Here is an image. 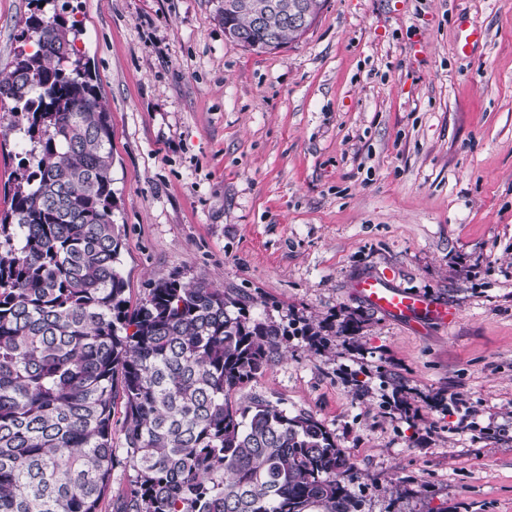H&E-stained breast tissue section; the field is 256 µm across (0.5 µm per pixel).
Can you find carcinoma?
<instances>
[{"label":"carcinoma","instance_id":"carcinoma-1","mask_svg":"<svg viewBox=\"0 0 512 512\" xmlns=\"http://www.w3.org/2000/svg\"><path fill=\"white\" fill-rule=\"evenodd\" d=\"M298 1L315 23L324 0H232L224 32L280 49L306 33L277 10ZM81 33L32 14L35 48L0 69L30 145L0 216V512H100L117 462L134 477L111 512H353L351 465L312 415L233 397L274 361L279 326L204 282L160 279L129 307L111 127Z\"/></svg>","mask_w":512,"mask_h":512}]
</instances>
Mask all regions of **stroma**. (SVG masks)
<instances>
[{
  "label": "stroma",
  "mask_w": 512,
  "mask_h": 512,
  "mask_svg": "<svg viewBox=\"0 0 512 512\" xmlns=\"http://www.w3.org/2000/svg\"><path fill=\"white\" fill-rule=\"evenodd\" d=\"M37 5L0 0V67ZM217 6L68 0L110 114L130 305L204 281L288 328L236 397L318 419L357 512H512V0H326L267 54ZM463 16L485 33L465 54ZM24 149L0 142V212ZM384 269L457 322L367 307L351 284Z\"/></svg>",
  "instance_id": "35a3bbf8"
}]
</instances>
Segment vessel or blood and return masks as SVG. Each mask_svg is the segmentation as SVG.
Instances as JSON below:
<instances>
[{"mask_svg": "<svg viewBox=\"0 0 512 512\" xmlns=\"http://www.w3.org/2000/svg\"><path fill=\"white\" fill-rule=\"evenodd\" d=\"M353 288L369 308L416 330L429 323L446 326L458 317L457 311L448 305L398 286L393 275L386 271L358 278Z\"/></svg>", "mask_w": 512, "mask_h": 512, "instance_id": "b4317fda", "label": "vessel or blood"}]
</instances>
